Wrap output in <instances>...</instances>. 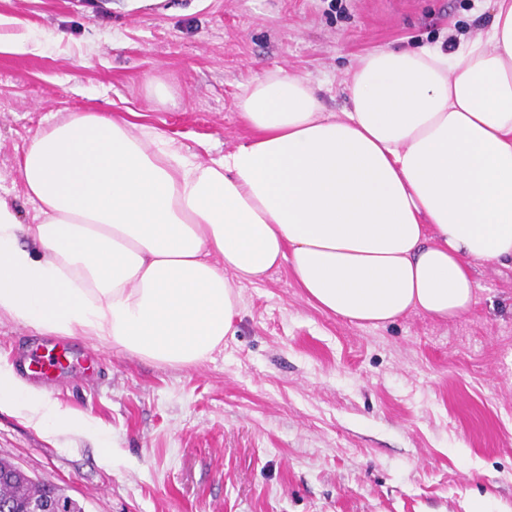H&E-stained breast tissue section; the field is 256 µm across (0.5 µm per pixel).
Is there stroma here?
Returning a JSON list of instances; mask_svg holds the SVG:
<instances>
[{
	"label": "stroma",
	"mask_w": 512,
	"mask_h": 512,
	"mask_svg": "<svg viewBox=\"0 0 512 512\" xmlns=\"http://www.w3.org/2000/svg\"><path fill=\"white\" fill-rule=\"evenodd\" d=\"M486 0H0V196L32 223L17 159L72 112L156 128L206 160L249 139L245 85L274 70L347 105L367 51L477 36ZM172 98H157L156 83ZM474 307L361 327L286 269L240 288L236 333L198 365L65 338L95 378L51 400L112 439L51 440L0 411V458L84 512H512V262L478 266Z\"/></svg>",
	"instance_id": "obj_1"
}]
</instances>
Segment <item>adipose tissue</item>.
<instances>
[{"label":"adipose tissue","instance_id":"1","mask_svg":"<svg viewBox=\"0 0 512 512\" xmlns=\"http://www.w3.org/2000/svg\"><path fill=\"white\" fill-rule=\"evenodd\" d=\"M454 48L362 55L350 107L268 72L239 100L253 134L207 161L165 133L74 112L18 160L31 224L0 197V317L171 365L234 335L242 283L287 268L317 309L379 327L452 320L473 271L512 261V0ZM112 442L0 366V411Z\"/></svg>","mask_w":512,"mask_h":512}]
</instances>
